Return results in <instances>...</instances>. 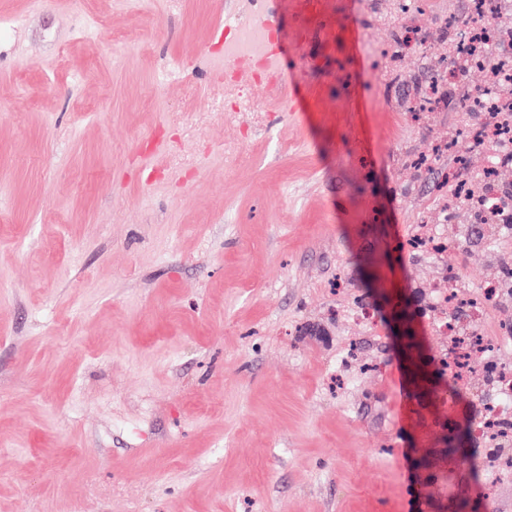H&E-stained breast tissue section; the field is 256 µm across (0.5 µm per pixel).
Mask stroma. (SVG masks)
<instances>
[{"mask_svg":"<svg viewBox=\"0 0 512 512\" xmlns=\"http://www.w3.org/2000/svg\"><path fill=\"white\" fill-rule=\"evenodd\" d=\"M405 2L0 0V512H512L341 315L499 272L406 247L489 153L457 88L414 113L481 18ZM258 11L288 66L235 112L215 28Z\"/></svg>","mask_w":512,"mask_h":512,"instance_id":"1","label":"stroma"}]
</instances>
